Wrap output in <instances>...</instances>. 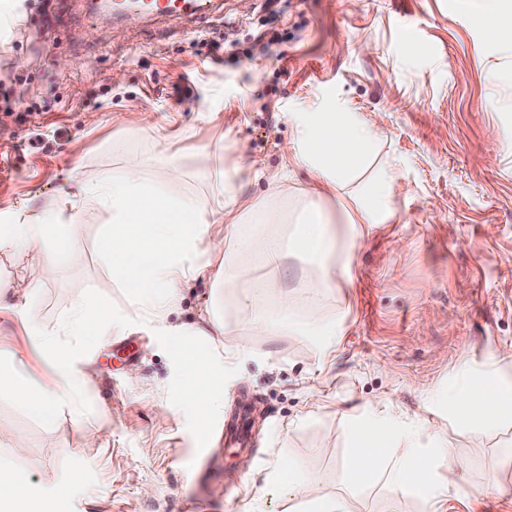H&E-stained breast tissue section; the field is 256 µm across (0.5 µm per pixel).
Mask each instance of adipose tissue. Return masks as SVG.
<instances>
[{
    "label": "adipose tissue",
    "instance_id": "adipose-tissue-1",
    "mask_svg": "<svg viewBox=\"0 0 512 512\" xmlns=\"http://www.w3.org/2000/svg\"><path fill=\"white\" fill-rule=\"evenodd\" d=\"M291 121L289 162L304 168L310 182L267 200L244 199L239 167L225 165L220 156L214 159L210 195L202 201L166 193V186L185 177L177 163L168 164L156 184L146 180L143 165L133 164L120 176L83 185V193L112 213L103 235L112 278L131 288L145 319L165 326L178 301L180 281L189 273L225 276L243 289L241 299L225 304V314L245 316L260 307L264 286L276 288L282 312H290L292 290L271 279L259 280L250 264H229L232 250L272 269L286 257H296L313 297L352 278L361 240L395 216L397 169L391 161H377L379 137L360 113L341 108L298 112ZM81 220V209L69 196L56 197L37 212L15 208L10 223L0 226V255L25 248L34 261L49 264L68 253L69 228ZM68 255L77 261V254ZM113 326L110 310L83 298L73 302L58 329L33 324L32 345L38 351L51 349L57 387L45 389L16 364L11 373L16 397L45 426H52L58 409L74 403L89 385L77 358L85 336L106 334ZM423 410L426 418L418 425L370 410L350 416L352 451L344 466L348 489L380 483L395 494L415 493L424 512H447L449 499L462 492L453 478L458 458L448 445V431H493L512 422V354L497 350L480 366L459 365L449 374L447 387L427 393ZM442 410L448 426L430 424V416ZM271 473L305 512H351L346 497L315 494L283 462H275Z\"/></svg>",
    "mask_w": 512,
    "mask_h": 512
}]
</instances>
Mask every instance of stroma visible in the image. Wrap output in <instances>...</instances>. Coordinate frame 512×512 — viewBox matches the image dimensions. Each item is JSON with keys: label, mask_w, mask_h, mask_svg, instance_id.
I'll return each instance as SVG.
<instances>
[{"label": "stroma", "mask_w": 512, "mask_h": 512, "mask_svg": "<svg viewBox=\"0 0 512 512\" xmlns=\"http://www.w3.org/2000/svg\"><path fill=\"white\" fill-rule=\"evenodd\" d=\"M492 0H218L208 18L125 19L93 13L87 0H23L17 32L0 42V212L74 196L84 214L70 229L75 265L58 256L44 272L29 252L0 260V278L25 274L26 305L0 307V352L53 390L49 357L31 347V322L50 326L80 297L123 316L120 333L89 338L82 367L92 385L77 409L46 427L0 387V426L22 445L19 460L48 512H300L269 465L284 460L318 494L345 492V414L422 411L428 390L464 362L512 350V55L490 33L512 30V7L494 26ZM498 82H491V75ZM380 133V152L401 164L395 216L360 244L351 283L322 289L309 306L301 267L286 258L260 279L293 287L283 316L266 289L256 315L290 332L241 335L237 318L218 341L190 328L239 288L189 279L168 330L145 321L112 281L101 247L110 217L80 186L141 163L154 179L176 161L178 194L206 198L214 151L242 167L248 199L276 194L287 168L293 112H329L336 102ZM152 112L153 125L140 115ZM344 317L336 355L320 362L305 337L315 319ZM252 353L234 371L213 365L204 385L224 394L223 414L200 420L182 369L181 347ZM107 425V441L80 446L78 427ZM210 446L196 442L200 434ZM462 462L459 485L498 467L502 493L450 499L447 512H512V425L449 434ZM200 472L184 481L186 469ZM351 512H423L413 493L375 486L350 493Z\"/></svg>", "instance_id": "35a3bbf8"}]
</instances>
